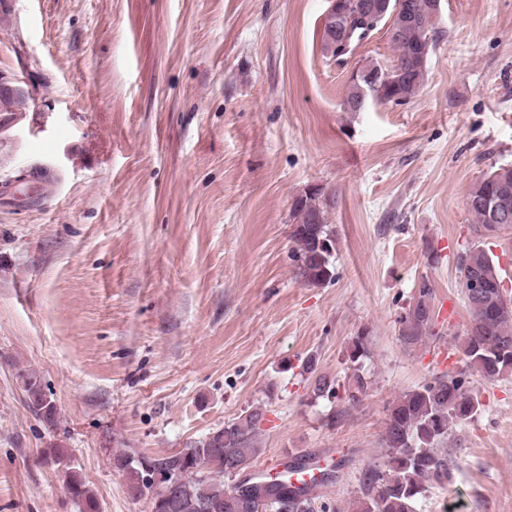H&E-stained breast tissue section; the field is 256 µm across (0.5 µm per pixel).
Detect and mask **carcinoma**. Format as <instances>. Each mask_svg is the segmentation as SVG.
Wrapping results in <instances>:
<instances>
[{
  "label": "carcinoma",
  "instance_id": "carcinoma-1",
  "mask_svg": "<svg viewBox=\"0 0 512 512\" xmlns=\"http://www.w3.org/2000/svg\"><path fill=\"white\" fill-rule=\"evenodd\" d=\"M359 0H338L340 20L322 34V49L333 56L341 53L346 42H360L365 37L363 23L349 18ZM431 0H390L384 20L398 31L389 39L395 51L392 64L375 63L361 68L352 78L340 109L343 112H362L371 102L404 104L419 91L425 79L428 60L435 49L439 32L435 28ZM390 72L385 81L379 73ZM494 184L499 196L506 199L512 210V165H501L480 179L466 197V207L474 217L478 237H490L495 232L487 223L484 203L489 184ZM327 196L316 189L297 201L298 221L293 229L296 243L294 257L299 276L312 286L331 282L334 276V257L328 247L334 238L327 224ZM460 283L476 279L481 287L462 289L471 320L462 336L467 372L443 373L424 385L403 393L388 407L382 439V463L367 468L360 480L361 496L355 512H415L424 483L445 485L452 481L456 463L441 451L453 426L474 416L478 401L473 396L468 375L494 380L512 372V311L500 312L496 304L504 295L499 265L479 245H473L458 256ZM433 290L422 281L419 295L401 321V340L412 346L433 336L434 313L431 306ZM305 371L315 376L313 394L320 397L335 392V382L325 375H316L313 359L305 363ZM29 402L49 426L56 419V407L43 392L37 376L21 375ZM367 382L355 369L349 380L348 399L354 403L365 395ZM265 412L256 408L245 412L214 430L202 439L186 446L179 457L150 459L134 457L126 452L116 456L117 464L126 471L129 489L140 494L150 489L146 476L155 465L176 466L194 476L190 492L184 494L181 512H196L192 503L203 499L209 512H237L230 501L224 477L230 476L226 465L235 460L244 472L252 467L262 449L258 431ZM239 487L254 489L266 500V512H280L288 503L292 512H313L316 497L307 488L286 480L269 481L261 477L244 478ZM67 489L82 512H99V504L85 480L76 471L69 472Z\"/></svg>",
  "mask_w": 512,
  "mask_h": 512
}]
</instances>
